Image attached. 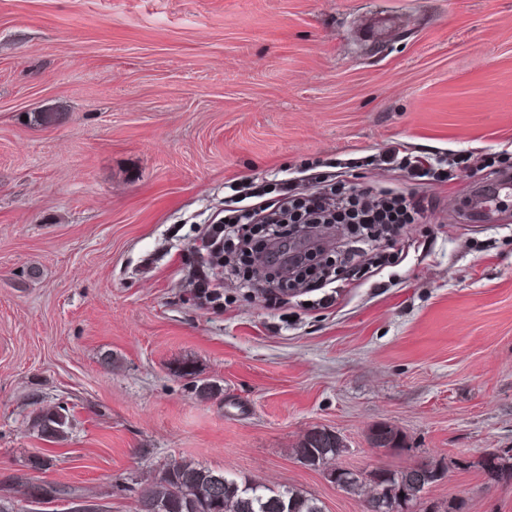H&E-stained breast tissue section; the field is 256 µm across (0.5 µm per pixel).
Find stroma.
I'll list each match as a JSON object with an SVG mask.
<instances>
[{
	"label": "stroma",
	"mask_w": 512,
	"mask_h": 512,
	"mask_svg": "<svg viewBox=\"0 0 512 512\" xmlns=\"http://www.w3.org/2000/svg\"><path fill=\"white\" fill-rule=\"evenodd\" d=\"M380 11L405 18L384 43ZM511 165L512 0H0V494L135 512L185 458L366 512L294 453L326 429L337 466H437L425 501L512 512L482 467L512 450V194L465 218ZM315 176L438 206L335 289L195 298L205 226ZM55 403L60 443L32 426ZM67 497L78 499H71L63 502L65 507L64 511L67 512H84L95 510L99 512L108 511L106 507L99 503L95 508L88 507L81 500L82 498L96 499L100 498L97 495H89L81 493V491L61 486L54 483L38 484L29 486V492L24 500L15 501L12 498H0V512H36L38 505L44 504L51 500H61ZM24 501V503H23Z\"/></svg>",
	"instance_id": "obj_1"
}]
</instances>
